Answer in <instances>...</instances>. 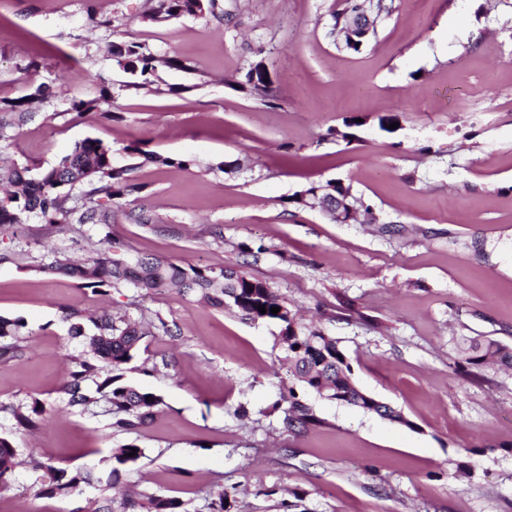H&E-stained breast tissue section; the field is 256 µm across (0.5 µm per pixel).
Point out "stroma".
I'll list each match as a JSON object with an SVG mask.
<instances>
[{"mask_svg":"<svg viewBox=\"0 0 512 512\" xmlns=\"http://www.w3.org/2000/svg\"><path fill=\"white\" fill-rule=\"evenodd\" d=\"M90 3L105 25L90 24ZM154 4L0 0V99L51 88L0 166L37 173L101 140L140 186L112 206L125 256L266 283L336 337L356 386L404 420L308 393L316 423L288 429L282 396L295 380L277 326L168 288L99 295L41 272L53 249L86 260L101 244L90 226L32 218L0 233L14 254L0 264V316L24 323L0 338V403L37 399L45 411L29 432L0 413L19 453L0 512H104L107 492L91 487L38 495L35 465L104 477L132 439L144 455L124 467L127 487L188 512H207L223 490L230 512H283L297 495L307 512H512V371L457 367L466 339L512 348V0H394L358 54L328 35L342 0H215L161 23ZM129 41L184 66L158 67L154 89H125L110 46ZM259 57L272 106L229 85ZM103 88L110 115L75 119L71 99ZM181 157L193 166H175ZM328 181L351 186L377 223L296 207ZM132 210L150 223H132ZM68 306L144 325L124 378L160 396L162 411L136 437L103 413L68 412L64 373L93 356L69 336Z\"/></svg>","mask_w":512,"mask_h":512,"instance_id":"35a3bbf8","label":"stroma"}]
</instances>
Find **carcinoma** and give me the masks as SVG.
I'll use <instances>...</instances> for the list:
<instances>
[{
  "label": "carcinoma",
  "instance_id": "obj_1",
  "mask_svg": "<svg viewBox=\"0 0 512 512\" xmlns=\"http://www.w3.org/2000/svg\"><path fill=\"white\" fill-rule=\"evenodd\" d=\"M343 8L331 14L330 35L350 53L360 52V47L343 39L342 31L349 20L359 12L368 13L373 20L369 37L377 35L382 19L389 15L390 7L383 0H343ZM203 9L199 0H156L151 15L159 19H177L183 16H200ZM112 56L119 68L127 75L125 87L138 90L152 84L155 73V54L138 42H125L112 46ZM271 74L263 61L248 64L238 78L229 85L242 92L258 95L267 102L276 100L272 94ZM50 87L40 84L35 92L23 99L0 101V141L10 138V130L24 121L31 100L44 97ZM109 103L105 92L97 98L75 99L72 109L75 117L82 119L91 114L109 115L104 109ZM129 169L112 165V150L96 138H86L76 144L74 150L56 165L29 174L26 168L9 171L8 182L14 190L0 195V228L23 224L32 217L44 224L67 226L90 225L103 234L104 248L95 258L76 263L65 253L56 252L39 268L45 273H64L80 281L81 286L101 291V288H136L148 290L165 286L186 294H194L211 305L231 310L252 322L271 323L280 328V337L287 343L286 359L292 375L304 387L327 400L357 406L365 412L375 413L391 420L403 421L400 413L385 403L359 391L351 381V367L335 337L319 329H309L300 324L296 314L264 282L253 279L233 269L218 272L193 265H179L165 257L126 260L120 243L112 240V201L140 190L131 182ZM348 196L355 212H369L362 197L353 193L352 187L332 181L307 189V203L294 200L297 206L306 208L315 202V196L334 193ZM265 307L261 313L259 307ZM280 311L271 313V308ZM65 319L71 322L70 335L84 336V315L81 310L65 309ZM95 333L89 337L96 359L81 360L66 373L62 391L67 396V407L81 412L93 407H103V413L112 419L111 426L127 433L137 431L155 418L161 398L146 389L131 385L124 380L125 366L136 356L145 332L130 319L116 321L104 313L89 318ZM486 364H498L512 369V348L494 340L472 339L462 349L458 365L462 368H478ZM284 423L288 427L303 426L313 420L311 409L294 391L286 397ZM0 411L12 415L17 425L30 427L33 416L42 412L35 400L31 405H0ZM135 455L128 456L132 449ZM143 456V449L135 441L121 446L114 454L117 466L107 479L96 477L93 470L71 473L51 464L43 466L44 480L38 494L48 497L67 496L80 485L96 487L117 486L121 476L120 466L134 463ZM19 465L17 450L8 436L0 435V487L11 486L14 472ZM114 512H187L179 499L148 494L140 497L124 494L116 501Z\"/></svg>",
  "mask_w": 512,
  "mask_h": 512
}]
</instances>
